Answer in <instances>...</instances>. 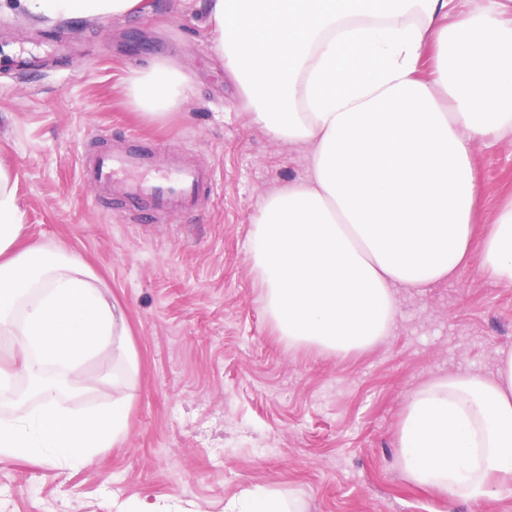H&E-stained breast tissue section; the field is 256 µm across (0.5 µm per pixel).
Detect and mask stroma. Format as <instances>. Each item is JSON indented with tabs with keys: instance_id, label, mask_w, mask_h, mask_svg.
I'll use <instances>...</instances> for the list:
<instances>
[{
	"instance_id": "35a3bbf8",
	"label": "stroma",
	"mask_w": 512,
	"mask_h": 512,
	"mask_svg": "<svg viewBox=\"0 0 512 512\" xmlns=\"http://www.w3.org/2000/svg\"><path fill=\"white\" fill-rule=\"evenodd\" d=\"M149 14L70 20L61 43L19 11L0 13V161L25 213L22 246L79 254L124 310L138 360L104 350L84 376L114 384L61 398L75 412L126 399L125 435L80 468L0 456V512H224L247 489L294 492L300 512H512V484L471 501L406 481L397 432L431 379L493 370L512 349V287L480 250L459 277L403 292L390 336L336 357L289 346L263 306L248 253L262 198L308 175L309 150L255 124L203 25L205 0H150ZM41 38L49 63L25 66ZM165 58L190 78L183 111L153 120L130 104L133 68ZM210 170L211 192L163 219L126 215L81 175L102 145ZM476 240L512 200V134L474 143Z\"/></svg>"
}]
</instances>
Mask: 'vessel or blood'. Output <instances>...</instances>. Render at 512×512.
I'll return each instance as SVG.
<instances>
[{
  "instance_id": "1",
  "label": "vessel or blood",
  "mask_w": 512,
  "mask_h": 512,
  "mask_svg": "<svg viewBox=\"0 0 512 512\" xmlns=\"http://www.w3.org/2000/svg\"><path fill=\"white\" fill-rule=\"evenodd\" d=\"M145 156L133 150L101 153L84 164V174L94 184L117 193L128 208L149 205L158 215L192 206L202 188L211 186L213 176L198 166L158 163L153 181L139 179Z\"/></svg>"
}]
</instances>
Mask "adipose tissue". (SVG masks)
Returning <instances> with one entry per match:
<instances>
[{
    "label": "adipose tissue",
    "mask_w": 512,
    "mask_h": 512,
    "mask_svg": "<svg viewBox=\"0 0 512 512\" xmlns=\"http://www.w3.org/2000/svg\"><path fill=\"white\" fill-rule=\"evenodd\" d=\"M449 0H209L206 26L254 122L309 146V176L268 194L252 220L250 259L280 336L344 356L387 338L398 291L451 280L473 248L512 285V202L475 241L480 190L470 145L512 131V24L502 0L439 18ZM50 24L146 11V0H19ZM436 77L416 78L426 45ZM134 105L179 110L189 78L155 61L132 70ZM0 162V339L10 341L39 406L0 419V455L77 467L126 432L127 405L74 414L53 388L86 389L79 368L104 347L136 356L121 308L96 274L56 243L17 244L25 213ZM411 483L479 500L512 476V351L492 374L461 370L410 395L397 435Z\"/></svg>",
    "instance_id": "ef3b65f1"
}]
</instances>
